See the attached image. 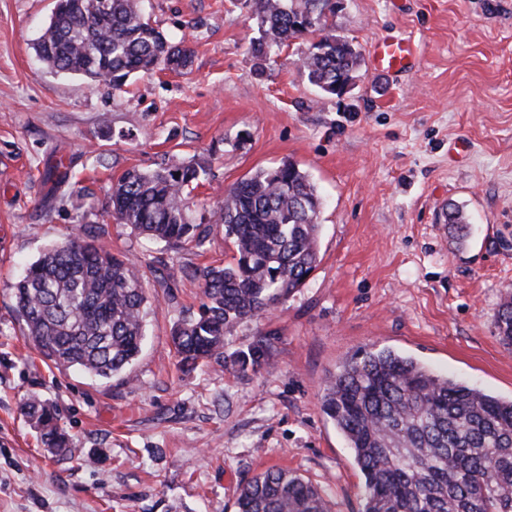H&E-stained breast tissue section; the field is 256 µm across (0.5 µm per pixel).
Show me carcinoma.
Wrapping results in <instances>:
<instances>
[{"label":"carcinoma","mask_w":512,"mask_h":512,"mask_svg":"<svg viewBox=\"0 0 512 512\" xmlns=\"http://www.w3.org/2000/svg\"><path fill=\"white\" fill-rule=\"evenodd\" d=\"M56 0L35 53L56 72L119 90L130 77L181 72L192 51L172 42L138 8L137 0ZM257 36L250 49L271 52L309 38L302 66L322 96H339L356 78L360 54L333 33L332 0H245ZM207 167L173 159L154 171L133 168L112 184L108 205L123 224L170 248L202 249L208 227L196 223L185 190ZM68 180L59 159L43 184ZM322 198L299 165L286 160L259 169L228 190L213 211L232 244L231 261L185 271L201 281L197 313L178 320L172 344L182 362H215L233 374L255 372L270 360L260 335L224 357V337L286 302L319 263ZM445 223L465 235L467 217L448 205ZM104 230L66 237L46 248L14 286L23 335L45 361L110 380L137 359L144 339L147 296L136 265L112 253ZM512 346V299L496 321ZM324 413L351 449L363 478L362 512H512V398L503 399L438 375L389 348L347 356L321 397ZM24 414L50 448L74 454L58 417L38 400ZM237 512H331L324 490L288 469H270L247 483Z\"/></svg>","instance_id":"cac0c4a2"}]
</instances>
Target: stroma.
Wrapping results in <instances>:
<instances>
[{"label": "stroma", "mask_w": 512, "mask_h": 512, "mask_svg": "<svg viewBox=\"0 0 512 512\" xmlns=\"http://www.w3.org/2000/svg\"><path fill=\"white\" fill-rule=\"evenodd\" d=\"M54 5L0 0V512H235L240 488L274 468L319 484L332 512H360L364 479L321 393L364 346L512 397V348L495 333L512 294V0H341L334 31L361 62L339 97L309 83L302 41L257 63L243 0H141L192 49L190 69L91 85L35 57ZM402 33L418 66L392 78L370 48ZM59 156L71 176L50 196L41 175ZM174 156L209 168L190 194L210 226L200 251L150 243L107 208L125 170ZM288 159L324 198L318 267L224 344L229 356L266 335L271 366L187 368L170 334L197 312L201 283L180 269L229 261L217 201ZM78 192L81 210L68 202ZM450 203L469 221L461 248ZM90 224L138 263L148 297L142 352L108 381L47 365L12 290L45 246ZM30 398L55 409L78 458L41 443L21 410Z\"/></svg>", "instance_id": "obj_1"}]
</instances>
